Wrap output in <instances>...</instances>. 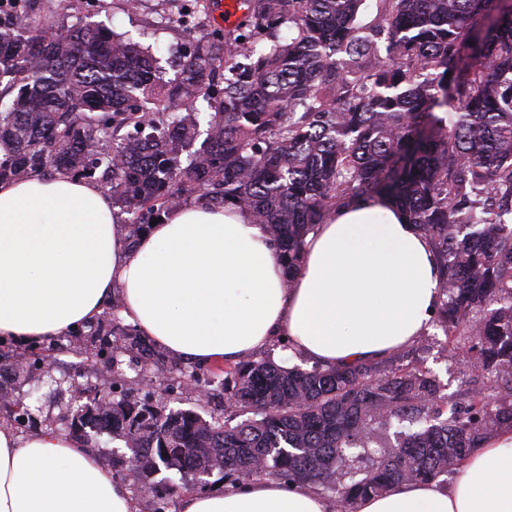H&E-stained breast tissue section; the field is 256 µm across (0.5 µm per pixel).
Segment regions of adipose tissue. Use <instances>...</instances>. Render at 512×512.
<instances>
[{
  "mask_svg": "<svg viewBox=\"0 0 512 512\" xmlns=\"http://www.w3.org/2000/svg\"><path fill=\"white\" fill-rule=\"evenodd\" d=\"M430 242L379 198L338 207L289 273L265 225L234 206L187 204L137 238L100 185L60 172L0 184V337L77 331L119 296L121 314L170 355L236 362L274 346L328 366L393 355L431 328L440 296ZM305 484L256 479L182 496L179 512H331ZM0 512H136L131 491L76 439L0 426ZM355 512H512V429L449 485L402 483Z\"/></svg>",
  "mask_w": 512,
  "mask_h": 512,
  "instance_id": "1",
  "label": "adipose tissue"
}]
</instances>
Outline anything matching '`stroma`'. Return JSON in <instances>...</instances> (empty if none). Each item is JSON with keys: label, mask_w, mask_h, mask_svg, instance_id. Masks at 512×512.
<instances>
[{"label": "stroma", "mask_w": 512, "mask_h": 512, "mask_svg": "<svg viewBox=\"0 0 512 512\" xmlns=\"http://www.w3.org/2000/svg\"><path fill=\"white\" fill-rule=\"evenodd\" d=\"M41 15L50 27H78L101 22L116 32L131 35L145 34L147 43L160 49V65L166 78H174L182 54L193 38L206 31L221 27L220 11H213L209 21L191 24L190 27H171L164 17L168 8L166 0H141L139 9L128 10L125 0H79L76 9L61 11L59 0H38ZM86 331H78L48 341L31 342L27 347L40 357L39 365L25 368L18 375L0 377V384L7 386L11 404L0 407V424L13 425L16 403L30 406L25 426L18 428L21 437H28L46 428L60 435H67L70 412L79 402L72 384L81 382L94 389L109 387L112 399L124 397L145 399L151 397L155 384H144L138 375V354L130 349L122 352L120 368H113L111 353L90 356L83 353L89 345ZM415 355L423 365L437 374L450 394H458L468 385L481 384L482 379L459 357L445 350V337L440 327H432L422 336Z\"/></svg>", "instance_id": "35a3bbf8"}]
</instances>
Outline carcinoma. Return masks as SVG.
<instances>
[{"label": "carcinoma", "instance_id": "carcinoma-1", "mask_svg": "<svg viewBox=\"0 0 512 512\" xmlns=\"http://www.w3.org/2000/svg\"><path fill=\"white\" fill-rule=\"evenodd\" d=\"M173 23L214 0H178ZM160 80L152 46L93 23L53 40L0 21V182L68 171L112 188L132 236L197 195L263 224L298 269L304 237L349 200L382 197L432 243L446 350L492 372L458 399L411 361L357 368L243 359L213 373L224 421L121 399L97 433L122 437L141 487L164 467L262 475L329 491L336 512L400 483L438 481L512 428V7L504 0H240ZM210 108L200 146L197 100ZM142 376L164 360L120 325ZM396 443L376 452L382 432Z\"/></svg>", "mask_w": 512, "mask_h": 512}]
</instances>
